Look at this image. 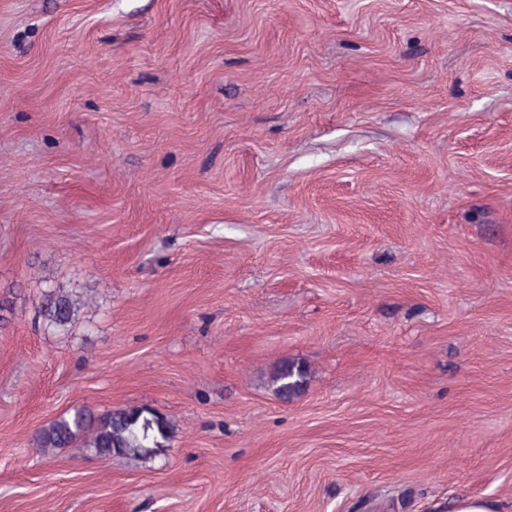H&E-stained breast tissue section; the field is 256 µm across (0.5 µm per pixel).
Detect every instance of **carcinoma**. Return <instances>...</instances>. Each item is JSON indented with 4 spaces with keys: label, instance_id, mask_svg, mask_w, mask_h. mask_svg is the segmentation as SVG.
I'll return each instance as SVG.
<instances>
[{
    "label": "carcinoma",
    "instance_id": "obj_1",
    "mask_svg": "<svg viewBox=\"0 0 512 512\" xmlns=\"http://www.w3.org/2000/svg\"><path fill=\"white\" fill-rule=\"evenodd\" d=\"M80 300L62 288L44 295L40 313L48 325L64 330L76 318ZM306 366L280 364L271 376L274 392L281 396L300 393L308 383ZM172 424L147 407L121 408L99 413L88 406H76L50 421L31 437L33 447L42 453L61 448H85L101 458L129 456L145 458L164 447Z\"/></svg>",
    "mask_w": 512,
    "mask_h": 512
}]
</instances>
